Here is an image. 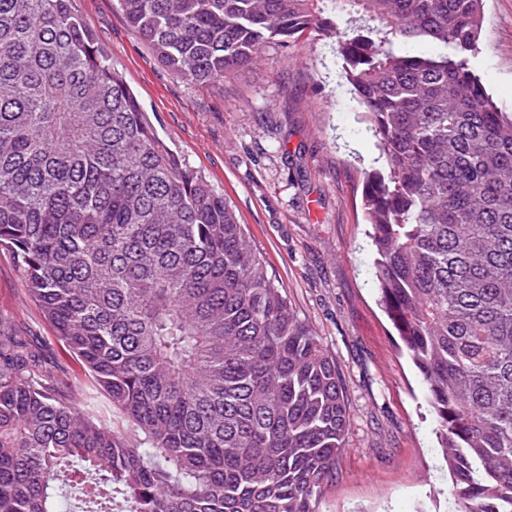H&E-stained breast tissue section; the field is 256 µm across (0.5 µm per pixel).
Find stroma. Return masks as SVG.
Here are the masks:
<instances>
[{
    "mask_svg": "<svg viewBox=\"0 0 512 512\" xmlns=\"http://www.w3.org/2000/svg\"><path fill=\"white\" fill-rule=\"evenodd\" d=\"M72 9L158 135L231 202L269 275L336 359L350 428L320 512H448L452 481L436 451L435 419L378 303L363 222L366 176L384 162L333 40L270 44L256 63L198 87L160 64L113 0H72ZM469 67L512 113V0H486ZM0 319L60 358L77 386L87 383L3 252Z\"/></svg>",
    "mask_w": 512,
    "mask_h": 512,
    "instance_id": "35a3bbf8",
    "label": "stroma"
}]
</instances>
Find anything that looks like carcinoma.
<instances>
[{
  "label": "carcinoma",
  "mask_w": 512,
  "mask_h": 512,
  "mask_svg": "<svg viewBox=\"0 0 512 512\" xmlns=\"http://www.w3.org/2000/svg\"><path fill=\"white\" fill-rule=\"evenodd\" d=\"M484 2L117 0L194 85L274 42L337 38L386 163L364 212L448 512H512V115L468 65ZM0 250L128 426L0 327V512H62L61 484L96 512L119 495L129 512H318L350 421L336 360L70 0H0Z\"/></svg>",
  "instance_id": "obj_1"
}]
</instances>
